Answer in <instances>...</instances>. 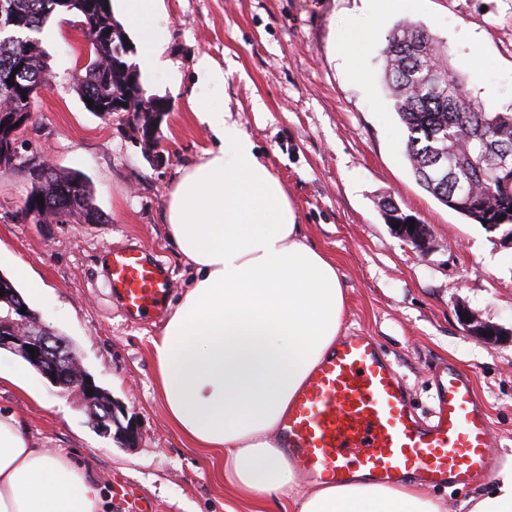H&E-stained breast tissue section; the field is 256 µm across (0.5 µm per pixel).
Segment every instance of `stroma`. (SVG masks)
Returning <instances> with one entry per match:
<instances>
[{
	"instance_id": "1",
	"label": "stroma",
	"mask_w": 512,
	"mask_h": 512,
	"mask_svg": "<svg viewBox=\"0 0 512 512\" xmlns=\"http://www.w3.org/2000/svg\"><path fill=\"white\" fill-rule=\"evenodd\" d=\"M172 39L165 56L179 92L142 79L170 110L160 132L167 162L154 166L131 129L86 110L73 89L85 38L75 14L52 17L39 39L53 77L39 93L22 155L91 182L101 224H34L19 212L31 189L22 165L0 169V273L26 265L46 288L31 308L64 337L82 365L138 426L125 447L100 434L77 399L27 369L24 386L0 383V412L14 414L40 447L66 450L97 477L109 512H280L239 496L217 478L208 451L170 424L155 382L151 336L160 313L130 322L105 286L100 254L145 248L164 266L175 304L187 272L163 233L165 196L179 169L214 144L189 99L227 106L294 203L298 221L336 266L346 289L341 330L372 336L400 376L415 419H435L449 368L472 379L491 421L493 471L512 466V342L469 336L456 311L512 329V246L442 205L416 181L407 132L382 82V50L402 21L446 42L469 95L490 112L512 105V0H392L371 19L361 0H164ZM208 55L224 89L196 85ZM393 200L427 224L417 250L381 211Z\"/></svg>"
}]
</instances>
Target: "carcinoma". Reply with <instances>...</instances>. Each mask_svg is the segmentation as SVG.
<instances>
[{"label":"carcinoma","mask_w":512,"mask_h":512,"mask_svg":"<svg viewBox=\"0 0 512 512\" xmlns=\"http://www.w3.org/2000/svg\"><path fill=\"white\" fill-rule=\"evenodd\" d=\"M0 9V75L16 73L17 82L0 80V145L12 142L10 118L22 114L33 122L35 101L46 84L47 53L38 34L48 20L72 11L82 18L84 31L96 37L92 55L74 89L103 110L116 101L131 103L134 120H147L143 112L167 114L168 102L147 99L134 81L132 47L115 19L112 0H3ZM384 81L394 98L395 110L407 130L406 153L419 184L448 208L472 222L512 224V167L497 166L494 147L512 146V112H488L469 96L461 70L450 61L448 47L423 26L397 24L383 50ZM438 58L445 78L428 79L426 63ZM440 154L448 156V172L433 174ZM33 185L21 209V218L35 224H99L102 214L94 192L78 172L59 173L50 167L32 168ZM44 199L39 205L37 197Z\"/></svg>","instance_id":"obj_1"}]
</instances>
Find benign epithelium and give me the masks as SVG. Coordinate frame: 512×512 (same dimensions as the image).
<instances>
[{"instance_id":"1","label":"benign epithelium","mask_w":512,"mask_h":512,"mask_svg":"<svg viewBox=\"0 0 512 512\" xmlns=\"http://www.w3.org/2000/svg\"><path fill=\"white\" fill-rule=\"evenodd\" d=\"M159 117H153L138 132L145 143L153 146L149 151L152 161L158 163L164 158V146L158 139L155 128ZM29 167L36 163L33 158H25L20 154L16 144L0 148V169H9L17 163ZM390 225L395 227V234L414 244L419 249L428 244L427 225L411 215L404 214L399 207H388ZM414 229H409V226ZM24 302L15 299L11 311L6 316L0 315V348L10 350L31 362L51 384L67 391L79 394L82 406L86 409L97 425V430L118 443L126 446L134 444L138 430L129 419L122 405L109 399H103L104 392L96 382H88L89 375L80 368V359L69 343L62 338L44 332L40 322L34 320L31 311L21 313ZM457 317L465 331L480 338L486 343H497L512 338V329L486 322L465 306L458 308ZM34 353H29L28 348Z\"/></svg>"}]
</instances>
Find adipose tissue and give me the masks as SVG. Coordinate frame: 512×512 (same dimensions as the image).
<instances>
[{
    "mask_svg": "<svg viewBox=\"0 0 512 512\" xmlns=\"http://www.w3.org/2000/svg\"><path fill=\"white\" fill-rule=\"evenodd\" d=\"M141 42L146 70L177 66L163 0H112ZM215 139L182 168L164 202V235L189 266L188 286L151 345L159 395L191 447L212 451L217 474L245 497L283 512H445L417 479L358 470L302 490L281 423L336 347L346 292L336 267L310 245L286 189L227 109L190 100ZM467 512H512V467L472 494ZM100 488L70 456L36 447L0 413V512H101Z\"/></svg>",
    "mask_w": 512,
    "mask_h": 512,
    "instance_id": "1",
    "label": "adipose tissue"
}]
</instances>
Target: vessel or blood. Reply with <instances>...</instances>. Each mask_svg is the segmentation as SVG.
Masks as SVG:
<instances>
[{"instance_id": "obj_1", "label": "vessel or blood", "mask_w": 512, "mask_h": 512, "mask_svg": "<svg viewBox=\"0 0 512 512\" xmlns=\"http://www.w3.org/2000/svg\"><path fill=\"white\" fill-rule=\"evenodd\" d=\"M100 264L128 319L162 310L170 282L146 252L110 249ZM282 434L296 470L324 482L342 480L354 468L382 479L414 474L429 485L464 482L487 471L490 456V420L463 372L449 369L436 421L420 426L391 363L362 334L346 337L320 363L295 397Z\"/></svg>"}]
</instances>
